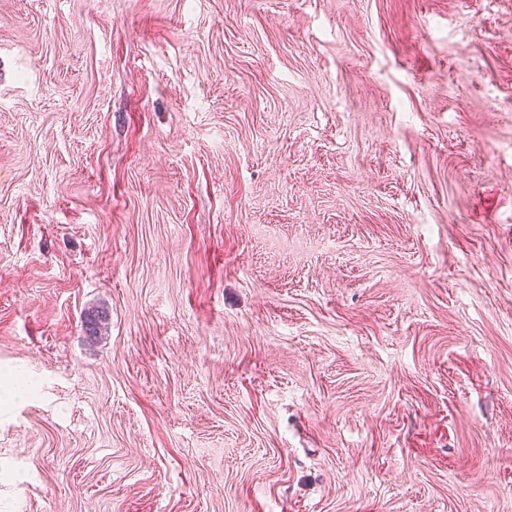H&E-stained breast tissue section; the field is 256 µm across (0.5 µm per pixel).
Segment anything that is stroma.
<instances>
[{
    "label": "stroma",
    "instance_id": "1",
    "mask_svg": "<svg viewBox=\"0 0 512 512\" xmlns=\"http://www.w3.org/2000/svg\"><path fill=\"white\" fill-rule=\"evenodd\" d=\"M0 512H512V0H0Z\"/></svg>",
    "mask_w": 512,
    "mask_h": 512
}]
</instances>
